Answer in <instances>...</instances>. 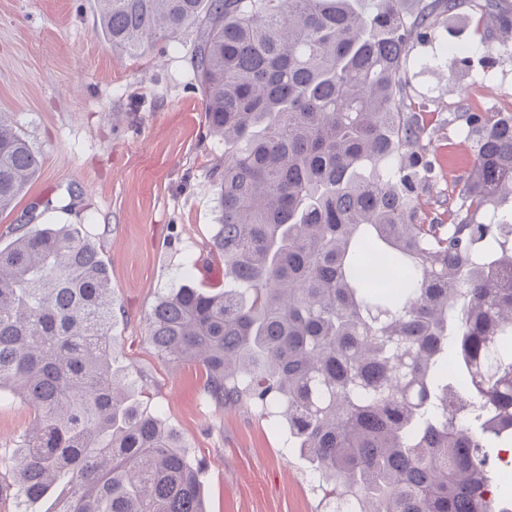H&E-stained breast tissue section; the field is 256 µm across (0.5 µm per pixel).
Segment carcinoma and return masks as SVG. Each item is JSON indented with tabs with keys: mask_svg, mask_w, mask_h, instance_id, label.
I'll return each instance as SVG.
<instances>
[{
	"mask_svg": "<svg viewBox=\"0 0 512 512\" xmlns=\"http://www.w3.org/2000/svg\"><path fill=\"white\" fill-rule=\"evenodd\" d=\"M370 5L96 0L131 55L201 29L205 122L224 142V290L182 272L148 336L201 362L218 404L282 417L326 512H512L491 468L512 448V224L494 206L512 194V113L414 111L413 52L459 0ZM485 7L512 29L498 0ZM511 47L488 40L484 60ZM40 165L1 112V213ZM37 218L0 249V393L33 412L12 485L24 502L58 491L54 512H205L199 461L114 367L96 244Z\"/></svg>",
	"mask_w": 512,
	"mask_h": 512,
	"instance_id": "1",
	"label": "carcinoma"
}]
</instances>
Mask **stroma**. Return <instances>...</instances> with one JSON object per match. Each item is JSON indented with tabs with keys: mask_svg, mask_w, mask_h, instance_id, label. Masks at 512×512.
<instances>
[{
	"mask_svg": "<svg viewBox=\"0 0 512 512\" xmlns=\"http://www.w3.org/2000/svg\"><path fill=\"white\" fill-rule=\"evenodd\" d=\"M460 2L421 49L433 66H411L410 83L431 112H512V57L454 68L453 47L478 45L495 28L480 0ZM196 37L192 29L134 57L106 42L94 0H0V113L41 156L36 178L0 214V247L49 200L51 223L82 225L96 242L114 289L116 365L203 461L206 512H320L283 421L248 403L217 405L200 365L169 363L148 339V315L183 270L197 284H224L211 244L220 222L211 171L224 145L206 133ZM73 194L79 204L65 210ZM32 418L21 398L0 401V478Z\"/></svg>",
	"mask_w": 512,
	"mask_h": 512,
	"instance_id": "35a3bbf8",
	"label": "stroma"
}]
</instances>
